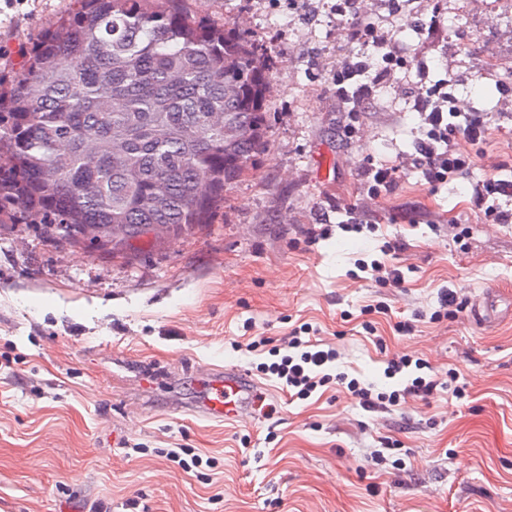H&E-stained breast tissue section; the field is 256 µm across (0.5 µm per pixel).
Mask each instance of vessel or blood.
<instances>
[{"label": "vessel or blood", "instance_id": "1", "mask_svg": "<svg viewBox=\"0 0 512 512\" xmlns=\"http://www.w3.org/2000/svg\"><path fill=\"white\" fill-rule=\"evenodd\" d=\"M208 392L203 401L194 406L195 414L215 421H232L249 412L251 380L241 371L220 366L206 372Z\"/></svg>", "mask_w": 512, "mask_h": 512}]
</instances>
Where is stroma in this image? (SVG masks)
Here are the masks:
<instances>
[{
  "mask_svg": "<svg viewBox=\"0 0 512 512\" xmlns=\"http://www.w3.org/2000/svg\"><path fill=\"white\" fill-rule=\"evenodd\" d=\"M73 6L0 0V91ZM183 7L270 60L266 148L209 224L125 258L0 212V512H512V318L480 323L470 308L490 288L512 304V223L473 203L487 177L512 178V0H406L391 24L382 0L341 19L336 0ZM369 22L407 64L353 111L331 76ZM444 77L487 139L431 186L405 163L422 133L413 91ZM372 164L400 166L392 193L368 194ZM446 289L463 308L434 319ZM303 326L377 390L397 388L384 370L408 355L441 379L455 369L462 391L372 411L336 386L290 399L256 366ZM261 337L266 350L249 351ZM214 365L257 382L265 410L226 424L189 414ZM173 450L202 463L183 468Z\"/></svg>",
  "mask_w": 512,
  "mask_h": 512,
  "instance_id": "stroma-1",
  "label": "stroma"
}]
</instances>
